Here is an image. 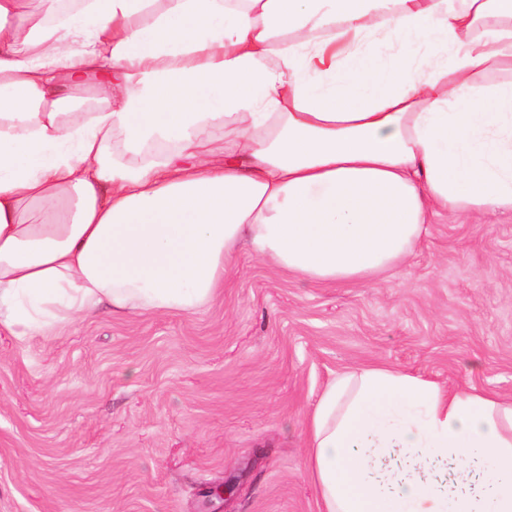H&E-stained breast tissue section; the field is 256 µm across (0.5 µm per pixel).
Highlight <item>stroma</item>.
I'll return each mask as SVG.
<instances>
[{"instance_id":"35a3bbf8","label":"stroma","mask_w":512,"mask_h":512,"mask_svg":"<svg viewBox=\"0 0 512 512\" xmlns=\"http://www.w3.org/2000/svg\"><path fill=\"white\" fill-rule=\"evenodd\" d=\"M387 364L512 399V214L439 218L369 283L249 252L191 313L100 309L0 334V512H320L305 424L327 383Z\"/></svg>"}]
</instances>
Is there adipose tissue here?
Instances as JSON below:
<instances>
[{
    "mask_svg": "<svg viewBox=\"0 0 512 512\" xmlns=\"http://www.w3.org/2000/svg\"><path fill=\"white\" fill-rule=\"evenodd\" d=\"M31 1L0 0L10 335L192 311L243 249L364 281L437 217L512 211V0ZM306 436L321 512H512L495 395L363 366Z\"/></svg>",
    "mask_w": 512,
    "mask_h": 512,
    "instance_id": "adipose-tissue-1",
    "label": "adipose tissue"
}]
</instances>
